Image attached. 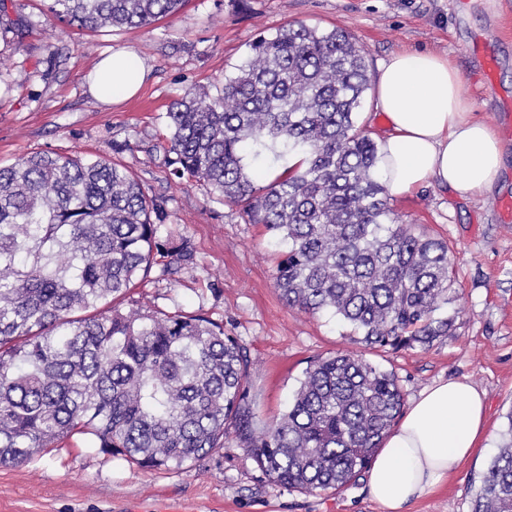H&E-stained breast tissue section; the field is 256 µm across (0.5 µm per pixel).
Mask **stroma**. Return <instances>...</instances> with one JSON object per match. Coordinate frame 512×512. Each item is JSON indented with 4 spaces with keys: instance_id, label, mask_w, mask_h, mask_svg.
<instances>
[{
    "instance_id": "obj_1",
    "label": "stroma",
    "mask_w": 512,
    "mask_h": 512,
    "mask_svg": "<svg viewBox=\"0 0 512 512\" xmlns=\"http://www.w3.org/2000/svg\"><path fill=\"white\" fill-rule=\"evenodd\" d=\"M48 0H7L24 29L22 45L0 32V166L42 150L102 158L125 167L149 196L165 201L160 235L185 239L192 264L164 273L153 266L123 312L202 315L248 347V380L258 425L278 420L310 361L353 349L349 326L329 312L309 314L279 298L274 274L286 241L248 223L238 208L213 201L205 186L174 178L164 139L166 109L199 86L219 93L259 36L288 22L341 27L365 50L369 78L402 50L432 51L457 67L476 118L498 131L506 170L491 191L469 199L430 184L388 204L415 234L447 241L455 272L448 306L455 328L428 348L363 349L392 372L405 400L433 382L464 379L485 394L480 448L405 512H472L480 478L506 440L512 411V135L499 115L512 101V0H186L179 13L141 28L90 32L48 22ZM497 58L494 88L478 61L479 40ZM136 52L148 74L133 98L105 104L86 76L103 56ZM0 512H380L355 480L340 490L300 493L269 482L235 441L182 466L143 469L110 458L90 436L31 461L0 466Z\"/></svg>"
}]
</instances>
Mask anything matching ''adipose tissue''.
<instances>
[{
    "mask_svg": "<svg viewBox=\"0 0 512 512\" xmlns=\"http://www.w3.org/2000/svg\"><path fill=\"white\" fill-rule=\"evenodd\" d=\"M147 69L121 49L99 60L90 93L106 104L134 96ZM377 107L389 132L379 141V173L391 194L437 184L462 197L488 191L505 168L499 138L475 119L473 101L447 57L401 51L379 70ZM485 395L472 383L448 379L426 387L393 426L365 472L381 512H403L455 473L476 446L484 425Z\"/></svg>",
    "mask_w": 512,
    "mask_h": 512,
    "instance_id": "ef3b65f1",
    "label": "adipose tissue"
}]
</instances>
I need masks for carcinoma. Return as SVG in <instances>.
Wrapping results in <instances>:
<instances>
[{
    "label": "carcinoma",
    "mask_w": 512,
    "mask_h": 512,
    "mask_svg": "<svg viewBox=\"0 0 512 512\" xmlns=\"http://www.w3.org/2000/svg\"><path fill=\"white\" fill-rule=\"evenodd\" d=\"M184 0H50L47 20L89 31L137 28ZM223 94L193 88L166 112L168 165L288 239L275 287L291 308L330 311L356 342L398 351L448 336L455 280L445 241L396 223L377 176V145L357 126L369 76L344 29L288 22L250 45ZM301 156L269 185L243 147ZM163 200L101 159L33 152L0 167V465L31 460L79 433L141 467L197 461L232 436L273 484L308 493L361 475L404 406L395 376L353 351L310 362L287 411L254 424L253 361L202 315L124 313L161 258ZM472 512H512V411Z\"/></svg>",
    "instance_id": "carcinoma-1"
}]
</instances>
